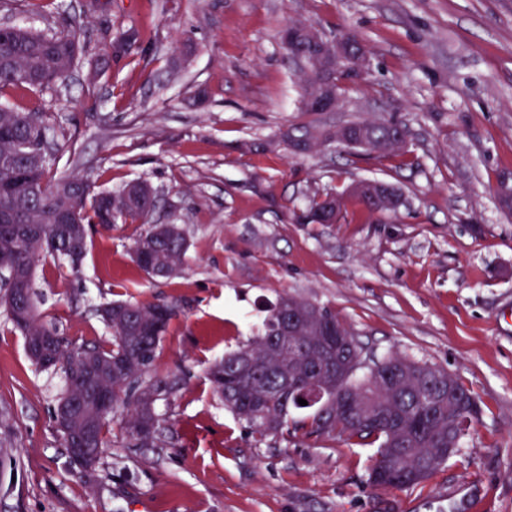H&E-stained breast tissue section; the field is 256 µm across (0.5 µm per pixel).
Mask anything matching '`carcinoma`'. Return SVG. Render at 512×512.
I'll return each instance as SVG.
<instances>
[{
	"label": "carcinoma",
	"mask_w": 512,
	"mask_h": 512,
	"mask_svg": "<svg viewBox=\"0 0 512 512\" xmlns=\"http://www.w3.org/2000/svg\"><path fill=\"white\" fill-rule=\"evenodd\" d=\"M83 27L69 24L64 34H43L21 27L0 29V97L9 90L40 93L78 63L84 50ZM140 37L136 29L122 32L110 42L112 58L131 55ZM52 114L19 110L0 102V255L12 258L15 287L28 291L30 310L21 318L15 311L12 288L0 295L8 321L24 337L29 359L37 366L59 368L65 376L64 395L78 401L95 424L98 451L90 462L100 464L105 431L110 422L123 418L135 445L162 448L166 445L162 424L165 417L155 403L178 390V381L158 378L152 366L158 346L167 332L175 307L164 303L113 301L98 310L112 333V343L77 346L59 334L34 301L37 262L50 255L70 261L79 268L88 251L89 229L109 228L118 223L140 222L147 229L136 239L133 260L150 278L167 270V278L185 269L189 242L180 224H152L155 202L146 195L126 189H97L80 176L57 177L55 155L44 153L53 129ZM374 135L377 159L404 155L388 148L386 137L400 122L393 119L361 121ZM329 194L309 197L306 211L293 214L302 224H312L327 209ZM292 305L311 323L336 329L340 322L329 309L292 295L280 297L267 310L257 333L245 344L212 363L206 376L224 409L252 433L265 438L290 429H305L310 436H340L354 443L378 444L372 469L388 476L384 487L406 488L428 479L458 448L478 418L476 399L454 375L440 369L407 361L397 355L371 359L355 372H332L329 363L336 354H321L312 348L317 337L306 332L283 340L275 335L280 306ZM291 374L301 384L318 379L331 382L359 405H371L393 417L390 424H365L351 406L324 416L309 411L307 420L290 419L280 387ZM104 389L111 395L110 410L96 409L91 396ZM63 446L73 445L81 433V421H55Z\"/></svg>",
	"instance_id": "cac0c4a2"
}]
</instances>
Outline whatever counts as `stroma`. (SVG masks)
<instances>
[{
  "mask_svg": "<svg viewBox=\"0 0 512 512\" xmlns=\"http://www.w3.org/2000/svg\"><path fill=\"white\" fill-rule=\"evenodd\" d=\"M87 24V58L11 105L54 118L58 175L156 190V220L179 222L184 272L150 279L133 260L139 223L92 227L79 270L36 265L40 310L70 341L111 344L97 315L112 300L177 308L153 373L180 389L156 409L163 448H133L121 421L98 469L79 472L53 424L62 373L36 368L0 313V437L17 461L0 512H448L472 486L480 512H512V211L494 193L512 172V0H13L0 21L50 33ZM310 21L355 36L370 67L334 112L298 110L299 72L280 40ZM134 28L131 57L87 94V59ZM206 89L205 100L196 97ZM395 118L409 151L379 160L336 145L294 152L307 123ZM370 179L401 189L396 213L346 198L335 224H297L314 191ZM283 294L333 311L366 351L455 375L478 421L425 482L373 488L376 447L303 432L258 438L212 392L206 369L245 341Z\"/></svg>",
  "mask_w": 512,
  "mask_h": 512,
  "instance_id": "obj_1",
  "label": "stroma"
}]
</instances>
